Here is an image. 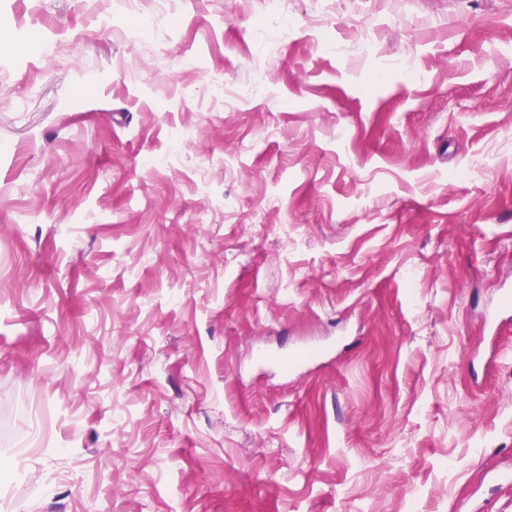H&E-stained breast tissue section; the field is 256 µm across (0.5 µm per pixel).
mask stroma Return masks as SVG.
<instances>
[{"mask_svg": "<svg viewBox=\"0 0 512 512\" xmlns=\"http://www.w3.org/2000/svg\"><path fill=\"white\" fill-rule=\"evenodd\" d=\"M506 287L512 0H0V512H512ZM326 352V347H307L291 354L288 358L283 360L271 361L265 350H258L257 360L260 364H272L280 374L288 375L305 366L313 358L324 355Z\"/></svg>", "mask_w": 512, "mask_h": 512, "instance_id": "1", "label": "stroma"}]
</instances>
